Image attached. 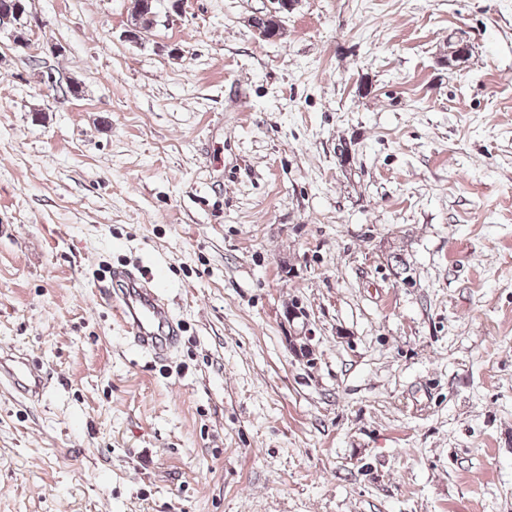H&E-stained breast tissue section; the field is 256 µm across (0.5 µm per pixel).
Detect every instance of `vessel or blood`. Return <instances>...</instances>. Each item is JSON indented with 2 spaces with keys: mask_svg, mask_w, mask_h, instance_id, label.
Here are the masks:
<instances>
[{
  "mask_svg": "<svg viewBox=\"0 0 512 512\" xmlns=\"http://www.w3.org/2000/svg\"><path fill=\"white\" fill-rule=\"evenodd\" d=\"M112 285L106 298L124 323L128 344L158 358L167 354L177 344L180 332L159 291L157 277L137 267H116ZM49 376L44 365L30 354L0 349V383L16 395L29 400L41 398Z\"/></svg>",
  "mask_w": 512,
  "mask_h": 512,
  "instance_id": "1",
  "label": "vessel or blood"
}]
</instances>
